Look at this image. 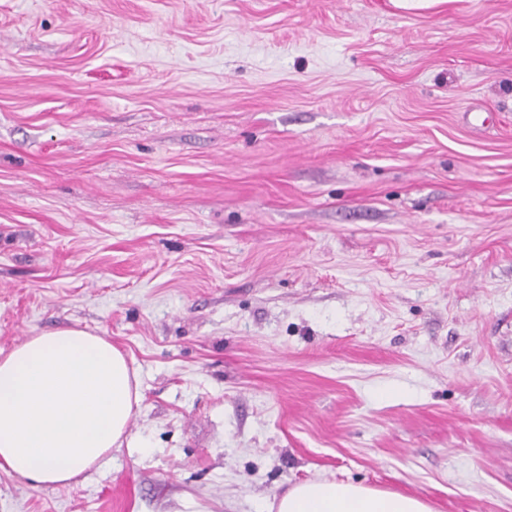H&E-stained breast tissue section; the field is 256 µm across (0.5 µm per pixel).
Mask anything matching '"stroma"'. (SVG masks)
Returning <instances> with one entry per match:
<instances>
[{
    "instance_id": "stroma-1",
    "label": "stroma",
    "mask_w": 512,
    "mask_h": 512,
    "mask_svg": "<svg viewBox=\"0 0 512 512\" xmlns=\"http://www.w3.org/2000/svg\"><path fill=\"white\" fill-rule=\"evenodd\" d=\"M70 326L134 445L0 512H512V0H0V352ZM276 512H431L422 500L357 483L307 480L295 484L269 507Z\"/></svg>"
}]
</instances>
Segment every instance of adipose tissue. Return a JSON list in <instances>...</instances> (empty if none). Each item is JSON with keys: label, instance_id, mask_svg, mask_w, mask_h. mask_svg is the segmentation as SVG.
<instances>
[{"label": "adipose tissue", "instance_id": "obj_1", "mask_svg": "<svg viewBox=\"0 0 512 512\" xmlns=\"http://www.w3.org/2000/svg\"><path fill=\"white\" fill-rule=\"evenodd\" d=\"M125 354L78 327L28 337L0 356V470L66 486L121 446L139 408ZM276 512H431L422 500L357 483L307 480Z\"/></svg>", "mask_w": 512, "mask_h": 512}]
</instances>
